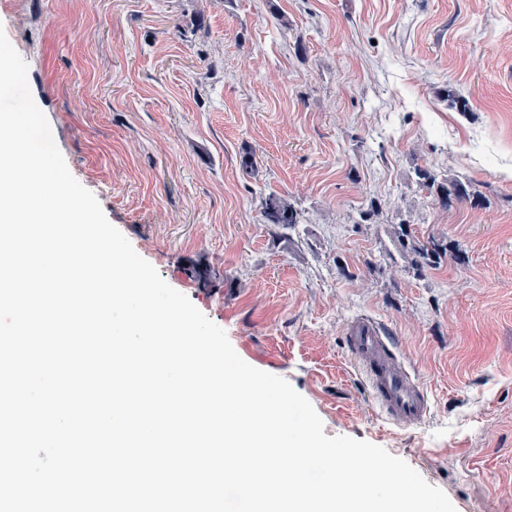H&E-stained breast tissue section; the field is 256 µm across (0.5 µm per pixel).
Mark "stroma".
Instances as JSON below:
<instances>
[{"label":"stroma","instance_id":"1","mask_svg":"<svg viewBox=\"0 0 512 512\" xmlns=\"http://www.w3.org/2000/svg\"><path fill=\"white\" fill-rule=\"evenodd\" d=\"M0 27L74 178L245 362L456 512H512V0H0ZM423 165L480 206L418 191ZM271 192L295 230L264 223ZM394 202L460 258L403 272ZM359 315L425 423L376 411L341 342Z\"/></svg>","mask_w":512,"mask_h":512}]
</instances>
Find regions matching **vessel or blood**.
<instances>
[{"instance_id":"vessel-or-blood-1","label":"vessel or blood","mask_w":512,"mask_h":512,"mask_svg":"<svg viewBox=\"0 0 512 512\" xmlns=\"http://www.w3.org/2000/svg\"><path fill=\"white\" fill-rule=\"evenodd\" d=\"M345 340L346 352L381 415L404 427L423 423L431 409L428 394L385 327L360 316L348 326Z\"/></svg>"}]
</instances>
